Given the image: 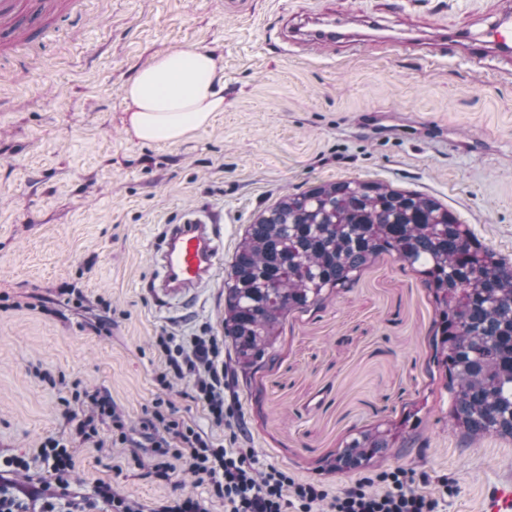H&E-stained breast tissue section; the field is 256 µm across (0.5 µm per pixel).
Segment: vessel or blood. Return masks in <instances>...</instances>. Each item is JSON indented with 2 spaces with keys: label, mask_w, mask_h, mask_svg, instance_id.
Listing matches in <instances>:
<instances>
[{
  "label": "vessel or blood",
  "mask_w": 512,
  "mask_h": 512,
  "mask_svg": "<svg viewBox=\"0 0 512 512\" xmlns=\"http://www.w3.org/2000/svg\"><path fill=\"white\" fill-rule=\"evenodd\" d=\"M27 0H0V30H9L8 40H0V53L8 55L31 42L51 40L59 22L78 21L82 12L79 0H42L41 19H26ZM342 24L328 20L320 27L305 31L300 40L323 48L341 44ZM496 50L512 62V21L501 19L481 32H462L451 38H439L434 53L440 59L456 56L474 66L483 64L489 50ZM224 241L222 225L207 212L168 225L154 250L155 275L149 291L159 305H187L202 288L213 282L220 265ZM480 512H512V479L490 484L483 495Z\"/></svg>",
  "instance_id": "obj_1"
}]
</instances>
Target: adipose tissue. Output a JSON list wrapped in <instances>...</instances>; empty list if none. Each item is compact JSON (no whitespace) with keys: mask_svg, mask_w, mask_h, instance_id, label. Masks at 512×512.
I'll return each mask as SVG.
<instances>
[{"mask_svg":"<svg viewBox=\"0 0 512 512\" xmlns=\"http://www.w3.org/2000/svg\"><path fill=\"white\" fill-rule=\"evenodd\" d=\"M221 59L185 48L157 55L122 89L131 129L145 143H177L224 109Z\"/></svg>","mask_w":512,"mask_h":512,"instance_id":"adipose-tissue-1","label":"adipose tissue"}]
</instances>
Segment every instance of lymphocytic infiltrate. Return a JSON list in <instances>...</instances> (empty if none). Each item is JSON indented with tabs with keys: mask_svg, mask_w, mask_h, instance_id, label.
Instances as JSON below:
<instances>
[{
	"mask_svg": "<svg viewBox=\"0 0 512 512\" xmlns=\"http://www.w3.org/2000/svg\"><path fill=\"white\" fill-rule=\"evenodd\" d=\"M154 348L165 360L164 369L156 376L162 389H170L173 381H186V398L200 405L213 424L221 426L233 418L234 408L226 401L231 384L224 365V344L218 337L163 332L156 336ZM71 398L74 406L66 416L67 434L45 438L37 450L62 496H67L71 485L74 442L103 447L100 430L105 426L110 428L113 442L130 440L124 415L111 395L77 386ZM141 429L153 452L148 476L170 480L174 461H181L196 484L206 488L207 496H178L145 504L123 497L111 485L100 484L96 494L112 512H210L213 499L223 501L230 512H317L323 503L327 512H437V499L419 492L421 478L412 469L398 467L379 473L377 479L385 484V492H373L363 481L332 497L320 483L298 481L285 469L257 468L252 449L215 444L207 433L179 418L172 402L162 398L155 400Z\"/></svg>",
	"mask_w": 512,
	"mask_h": 512,
	"instance_id": "f902f5d3",
	"label": "lymphocytic infiltrate"
}]
</instances>
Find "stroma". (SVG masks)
I'll return each instance as SVG.
<instances>
[{
	"instance_id": "stroma-1",
	"label": "stroma",
	"mask_w": 512,
	"mask_h": 512,
	"mask_svg": "<svg viewBox=\"0 0 512 512\" xmlns=\"http://www.w3.org/2000/svg\"><path fill=\"white\" fill-rule=\"evenodd\" d=\"M512 0H87L75 29L0 64V452L31 461L7 475L25 498L41 473L37 449L62 431L73 383L109 392L128 427L158 395L179 417L258 467L322 481L329 494L382 471L423 473L457 491L439 512H478L485 486L512 475V440L472 447L448 425V393L432 363L434 303L420 276L383 255L352 287L288 313L274 350L249 373L232 368L235 416L212 425L185 398L161 392L167 331L224 334V280L190 306L160 308L145 289L163 225L196 210L224 226L232 259L249 224L287 192L327 182L380 181L439 201L512 259V79L496 61L477 69L427 52L391 51L367 23L431 43L486 26ZM313 13L341 20L359 41L321 58L286 41ZM200 47L221 57L224 109L179 143L130 130L122 87L158 54ZM80 288L67 300L62 285ZM112 329H94L103 303ZM52 370L62 384L44 382ZM418 412L416 441L362 469L330 463L349 434ZM146 448L74 451L70 494L100 483L151 502L196 495L185 466L171 482L144 477Z\"/></svg>"
}]
</instances>
